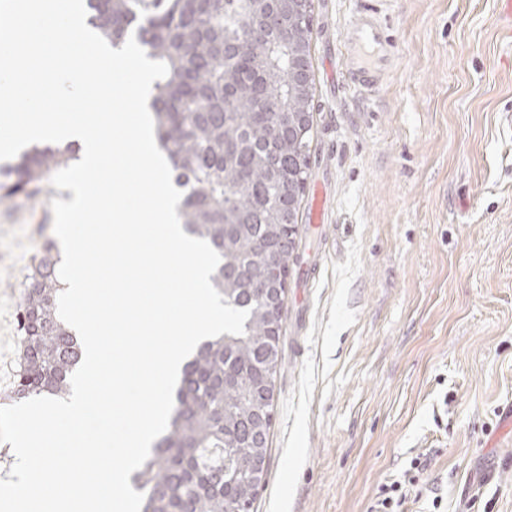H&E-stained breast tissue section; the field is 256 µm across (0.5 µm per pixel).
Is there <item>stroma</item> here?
Returning a JSON list of instances; mask_svg holds the SVG:
<instances>
[{
    "mask_svg": "<svg viewBox=\"0 0 512 512\" xmlns=\"http://www.w3.org/2000/svg\"><path fill=\"white\" fill-rule=\"evenodd\" d=\"M369 7L395 44L371 92L342 44ZM310 59L299 259L252 512H367L416 457L405 512H512V26L497 0H313ZM67 196L44 181L0 203V407L23 282Z\"/></svg>",
    "mask_w": 512,
    "mask_h": 512,
    "instance_id": "stroma-1",
    "label": "stroma"
}]
</instances>
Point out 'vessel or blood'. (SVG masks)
<instances>
[{"mask_svg": "<svg viewBox=\"0 0 512 512\" xmlns=\"http://www.w3.org/2000/svg\"><path fill=\"white\" fill-rule=\"evenodd\" d=\"M344 47L350 79L363 89L378 87L393 67L392 42L376 13H359L345 30Z\"/></svg>", "mask_w": 512, "mask_h": 512, "instance_id": "vessel-or-blood-1", "label": "vessel or blood"}]
</instances>
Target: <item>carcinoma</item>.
<instances>
[{
    "label": "carcinoma",
    "instance_id": "obj_1",
    "mask_svg": "<svg viewBox=\"0 0 512 512\" xmlns=\"http://www.w3.org/2000/svg\"><path fill=\"white\" fill-rule=\"evenodd\" d=\"M88 24L115 47L129 36L168 65L153 82L158 147L183 189L180 218L223 263L211 281L224 303L247 309L241 336L201 344L186 365L168 428L133 477L142 512H233L265 483L282 318L259 291L268 255L293 261L288 215L306 186L311 136L280 125L278 113L313 110V80L293 89V64L310 54L311 12L294 46L282 0H87ZM76 159V150L35 146L8 168L0 200L32 192ZM59 255L35 257L19 302L20 356L11 395H64L79 362L59 319ZM256 468V482L237 472Z\"/></svg>",
    "mask_w": 512,
    "mask_h": 512
}]
</instances>
